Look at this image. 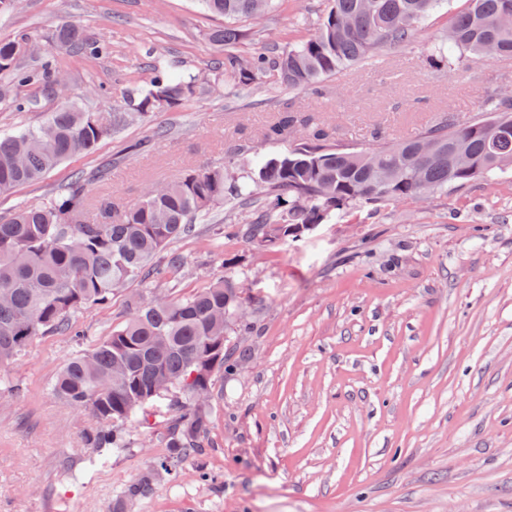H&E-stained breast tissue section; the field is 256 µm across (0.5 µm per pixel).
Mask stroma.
<instances>
[{
	"label": "stroma",
	"mask_w": 512,
	"mask_h": 512,
	"mask_svg": "<svg viewBox=\"0 0 512 512\" xmlns=\"http://www.w3.org/2000/svg\"><path fill=\"white\" fill-rule=\"evenodd\" d=\"M324 0H281L270 40L309 37ZM106 41L101 59L56 49L72 93L91 111L123 104L154 58L209 74L208 38L223 18L198 0H23L0 34L42 35L60 20ZM448 25L434 15L411 43L324 81L321 93L275 95L273 81L224 98H196L103 140L44 179L0 194V216L45 203L74 172L110 165L90 200L133 206L147 185L231 161L250 170L280 108L319 118L336 138L368 148L411 138L445 115L464 122L512 80V57L436 62ZM25 112L0 110V132L41 123L62 100L20 84ZM170 129L164 139L158 129ZM152 140L149 153L121 155ZM212 223L174 242L187 263L162 282L129 283L74 314L83 339L37 337L0 373V512H112V502L161 444L145 428L91 463L90 418L50 389L69 358L108 336L148 292L189 295L222 275L244 286L245 321L226 338L240 369L215 379L213 426L198 464L161 482L127 512H512V170L424 203L356 206L336 224L273 252L216 236Z\"/></svg>",
	"instance_id": "35a3bbf8"
}]
</instances>
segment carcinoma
Wrapping results in <instances>:
<instances>
[{"label":"carcinoma","instance_id":"1","mask_svg":"<svg viewBox=\"0 0 512 512\" xmlns=\"http://www.w3.org/2000/svg\"><path fill=\"white\" fill-rule=\"evenodd\" d=\"M224 18L212 41L223 58L212 77L169 75L154 60L152 77L131 90L120 111L91 112L65 94L64 102L36 127L0 137V193L38 182L76 156L92 154L120 126L147 122L155 113L216 92L229 95L273 76L282 91L316 89L351 67L373 60L385 47L406 46L415 28L441 10L445 0H326L315 33L254 52L276 0H198ZM439 46L452 67L512 56V0H465ZM89 58L107 46L67 20L42 39L22 32L0 36V106L21 112L13 95L21 83L65 86L51 59L35 71L19 66L28 53L47 54L46 44ZM489 115L459 122L448 118L426 126L401 143L382 142L366 151L336 142L322 123L282 112L263 133L277 148L260 155L252 171L239 175L231 162L186 171L150 188L129 208L105 201L89 214V188L107 180L109 166L80 170L42 205L23 206L0 217V368L31 342L50 332H72L71 316L107 302L133 280H159L179 272L185 257L169 245L194 234L215 208L233 234L258 248H283L337 212L360 205L375 208L441 196L450 188L489 181L512 169V97L496 91L484 102ZM248 304L240 284L225 274L187 297L148 294L112 333L71 357L51 383L66 405L85 412L94 426L85 448L127 446L125 426L163 417L148 431L166 452L128 485L113 512L126 501L149 497L164 476L182 472L202 451L213 423L217 372L238 368L240 358L224 344L227 323Z\"/></svg>","mask_w":512,"mask_h":512}]
</instances>
